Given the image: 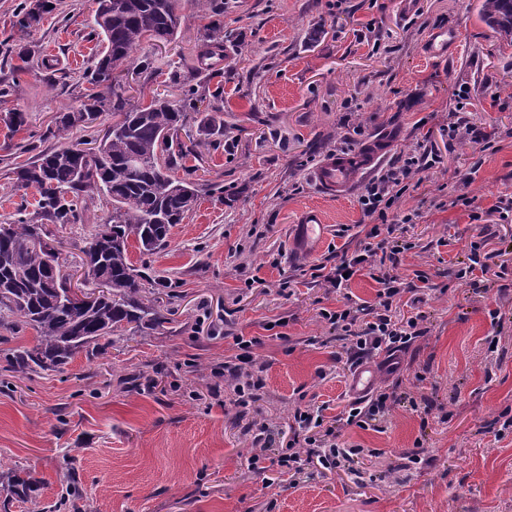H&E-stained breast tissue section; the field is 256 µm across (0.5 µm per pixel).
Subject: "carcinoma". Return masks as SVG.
Masks as SVG:
<instances>
[{
  "instance_id": "cac0c4a2",
  "label": "carcinoma",
  "mask_w": 512,
  "mask_h": 512,
  "mask_svg": "<svg viewBox=\"0 0 512 512\" xmlns=\"http://www.w3.org/2000/svg\"><path fill=\"white\" fill-rule=\"evenodd\" d=\"M96 4L94 21L104 50L85 73L80 104L54 118L59 144L43 147L29 138L19 146L20 153L33 157L13 168L14 184L37 190L36 208L30 217L0 224V327L36 332V344L14 348L10 358L23 372L59 370L80 352L91 358L100 340L110 341L127 327L144 334L163 326L165 315L148 303L145 276L129 259V239H135L140 253H155L199 196L198 183L188 179L192 169L185 168L184 178L171 174L173 162L193 155L178 133L195 109V89H186L178 104L157 93L144 105L126 95L116 74L143 41L172 42L181 22L179 0ZM14 16L21 40L43 19L32 0H22ZM482 18L496 33L512 38V0H484ZM201 41L196 61L208 69L223 57L224 26L203 25ZM105 112L117 120L98 146L69 140L71 131L93 127ZM91 195L105 199L112 212L82 248L84 280L105 287L85 303L72 291L67 259L45 225L76 223ZM13 482L21 500L40 484L28 470L14 473Z\"/></svg>"
}]
</instances>
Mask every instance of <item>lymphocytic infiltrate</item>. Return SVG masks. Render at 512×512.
<instances>
[{"label":"lymphocytic infiltrate","instance_id":"1","mask_svg":"<svg viewBox=\"0 0 512 512\" xmlns=\"http://www.w3.org/2000/svg\"><path fill=\"white\" fill-rule=\"evenodd\" d=\"M429 165L427 153L415 148L406 154L402 165L391 167L373 180L361 199L363 211L371 220L363 239L353 251L343 252L336 264L322 263L311 268L312 278L322 280L331 291L348 286L350 276L363 270L369 271L379 285L374 302L360 304L347 295L336 308L319 310L331 334L341 342L350 365L375 356L380 369L395 373L400 354L426 333L423 314L407 316L400 311L404 301H420L419 296L413 295L411 285L395 273L401 254L414 247L404 232L417 216L397 211L394 204L406 191L407 179ZM491 235V225H481L476 238L466 246V258L455 271L457 279L474 284L479 276L490 273L493 255L486 246ZM399 388L396 382L376 388L365 398L351 400L341 413L330 418L319 411L295 409L296 428L286 445L250 456L249 470L262 476L274 472L294 482L312 467L330 472L372 461L379 457V450L346 448L340 446L338 439L344 428L367 429L383 418L401 401Z\"/></svg>","mask_w":512,"mask_h":512}]
</instances>
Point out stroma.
Returning a JSON list of instances; mask_svg holds the SVG:
<instances>
[{
    "mask_svg": "<svg viewBox=\"0 0 512 512\" xmlns=\"http://www.w3.org/2000/svg\"><path fill=\"white\" fill-rule=\"evenodd\" d=\"M27 36L32 55L0 114V224L34 211L35 188L15 190L6 173L17 146L43 134L56 113L77 106L84 74L102 49L93 37L94 0H52ZM483 0H224L221 75L195 73L206 0H183L182 24L167 45L143 42L132 55L129 94L179 102L198 87L185 132L192 141L199 200L174 225L165 248L133 265L164 279L146 296L164 313L148 336H113L95 358L77 354L63 371L22 373L12 349L36 333L0 328V504L7 512H69L60 503L67 474L82 491L81 512H512V433L495 438L487 422L512 408V272L504 290L455 279L457 262L478 228L458 195L488 209L512 194V42L481 18ZM456 33L448 53L427 45L434 29ZM221 108L223 132L208 130ZM462 111L493 135L483 151L467 135L446 145L441 129ZM375 140L380 161L361 169L349 195H326L314 179L331 156H351ZM437 157L421 185L398 200L418 213L398 275L426 276L434 290L419 308L425 336L398 376L377 371L376 385L401 379L402 401L377 428L344 429L348 444L380 450L368 476L310 469L297 486L266 483L247 468L256 453L252 427L275 441L290 434L297 406L338 414L352 368L318 316L337 293L306 276L354 247L365 217L359 202L381 171L416 144ZM310 209L324 219L309 247L297 223ZM112 207L93 198L78 223L59 230L63 257L78 270L86 239ZM295 293L279 292L286 279ZM500 309L501 332L490 310ZM280 320L283 338L266 336ZM498 334L489 351V334ZM260 336L256 366L264 387L247 414L234 404L235 382L215 379L230 360L233 336ZM424 381H417V374ZM423 451L431 464L410 463ZM14 467L32 469L42 486L24 503L9 487Z\"/></svg>",
    "mask_w": 512,
    "mask_h": 512,
    "instance_id": "35a3bbf8",
    "label": "stroma"
}]
</instances>
